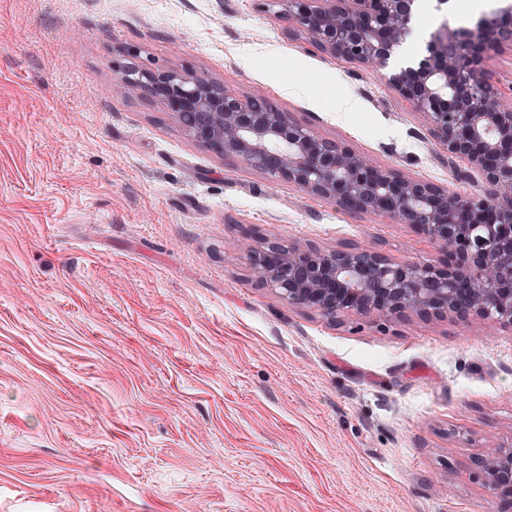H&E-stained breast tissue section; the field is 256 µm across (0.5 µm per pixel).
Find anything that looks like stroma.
Here are the masks:
<instances>
[{
	"label": "stroma",
	"mask_w": 512,
	"mask_h": 512,
	"mask_svg": "<svg viewBox=\"0 0 512 512\" xmlns=\"http://www.w3.org/2000/svg\"><path fill=\"white\" fill-rule=\"evenodd\" d=\"M487 4L415 0L394 64ZM132 64L263 92L377 165L488 189L382 74L290 33L271 0H0V512H503L479 461L512 441V328L333 323L263 288L243 236L437 251L200 146L126 92Z\"/></svg>",
	"instance_id": "35a3bbf8"
}]
</instances>
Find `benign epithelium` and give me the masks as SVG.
<instances>
[{
    "label": "benign epithelium",
    "instance_id": "1",
    "mask_svg": "<svg viewBox=\"0 0 512 512\" xmlns=\"http://www.w3.org/2000/svg\"><path fill=\"white\" fill-rule=\"evenodd\" d=\"M288 28L321 52L377 71L411 32L413 0H271ZM512 51V10L471 28L437 30L420 61L389 76L424 114L437 142L491 189L461 195L416 180L316 134L260 93L241 96L187 71L123 70L200 145L356 213L388 217L429 237L438 256L396 262L373 246L302 247L248 236L236 246L257 282L336 321L493 320L512 328V107L488 80L493 54ZM485 484L512 507V442L481 459Z\"/></svg>",
    "mask_w": 512,
    "mask_h": 512
}]
</instances>
